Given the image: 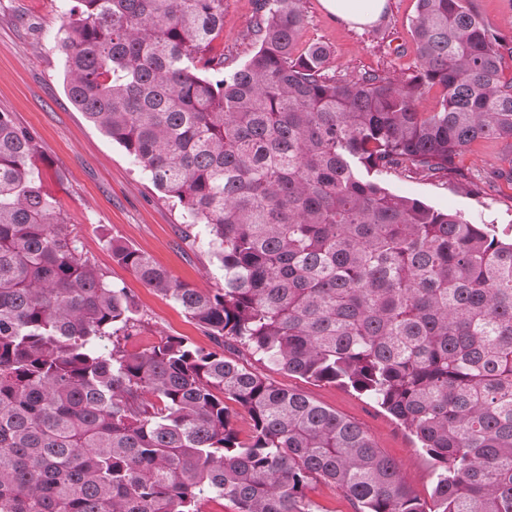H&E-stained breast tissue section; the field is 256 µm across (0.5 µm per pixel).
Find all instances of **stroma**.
Instances as JSON below:
<instances>
[{"label":"stroma","mask_w":512,"mask_h":512,"mask_svg":"<svg viewBox=\"0 0 512 512\" xmlns=\"http://www.w3.org/2000/svg\"><path fill=\"white\" fill-rule=\"evenodd\" d=\"M72 5L73 0H0V112L11 113L17 125L35 134L40 146L36 167L44 191L71 222L85 256L135 299L140 324L127 339V349L143 348L164 336H183L198 347L211 348V338L178 304L147 288L117 264L104 245L107 236L122 240L151 255L179 280L204 290L224 284V269L212 254L203 225L195 226L194 239L182 240L180 206L162 197L124 148L90 123L69 99L59 29ZM301 8L306 22L300 45L326 46L336 77L352 79L371 70L401 80L410 76L415 65L417 0H386L380 19L365 27L336 19L321 0H301ZM255 11L256 0H224V30L213 49L223 54L226 71H233L256 49L249 36ZM506 153L502 141L479 139L459 157L458 175L432 180L397 170L385 176L384 184L390 192L438 211L462 213L470 223L488 225L498 238L508 241L512 184L489 180ZM474 185L479 193L466 194V187ZM264 374L359 424L398 465L413 493L430 500L434 463L388 413L337 385H316L269 368Z\"/></svg>","instance_id":"35a3bbf8"}]
</instances>
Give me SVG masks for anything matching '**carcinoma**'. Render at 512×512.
Listing matches in <instances>:
<instances>
[{
    "mask_svg": "<svg viewBox=\"0 0 512 512\" xmlns=\"http://www.w3.org/2000/svg\"><path fill=\"white\" fill-rule=\"evenodd\" d=\"M73 104L202 224L224 286L200 290L112 237V258L212 336L135 351L139 309L42 190L36 136L0 112V512H512V242L390 193L511 148L512 40L465 0H418L412 77L327 74L301 0H257L253 55L224 73V0H74ZM440 89L437 108L418 101ZM365 396L434 461L431 502L367 433L225 350ZM233 402L238 410L228 406ZM243 414L250 434L235 428ZM307 495L316 512H356V506L351 499L332 484L313 482Z\"/></svg>",
    "mask_w": 512,
    "mask_h": 512,
    "instance_id": "obj_1",
    "label": "carcinoma"
}]
</instances>
